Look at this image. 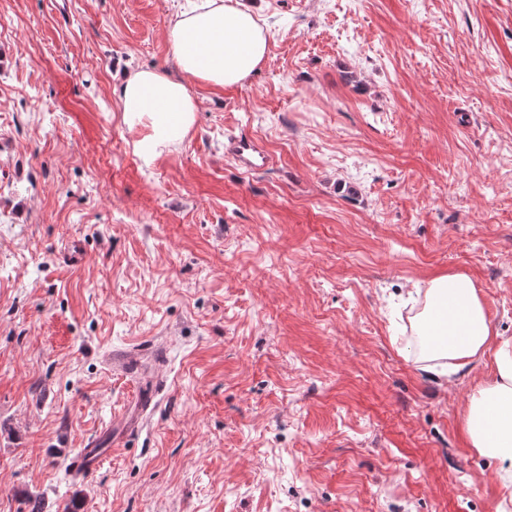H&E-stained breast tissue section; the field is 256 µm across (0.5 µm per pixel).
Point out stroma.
I'll return each mask as SVG.
<instances>
[{
	"mask_svg": "<svg viewBox=\"0 0 512 512\" xmlns=\"http://www.w3.org/2000/svg\"><path fill=\"white\" fill-rule=\"evenodd\" d=\"M195 2L0 0V512H495L492 365L419 369L408 293L512 337V0H253L263 64L147 164L113 90ZM224 153L249 171H262L270 164L269 157L259 143L243 131L225 138ZM102 453L95 448H84L72 461V473L76 478L90 476L100 468L103 461Z\"/></svg>",
	"mask_w": 512,
	"mask_h": 512,
	"instance_id": "1",
	"label": "stroma"
}]
</instances>
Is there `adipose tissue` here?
<instances>
[{"instance_id": "adipose-tissue-1", "label": "adipose tissue", "mask_w": 512, "mask_h": 512, "mask_svg": "<svg viewBox=\"0 0 512 512\" xmlns=\"http://www.w3.org/2000/svg\"><path fill=\"white\" fill-rule=\"evenodd\" d=\"M168 41L176 74L131 70L116 94L128 127L150 128L136 143L146 162L182 141L192 127L197 110L193 82L241 84L260 67L268 50L266 31L247 0H203L178 15ZM415 295L422 298L423 308L414 318V333L429 339L417 358L422 370L436 372L441 359L460 370L485 356L493 358L492 376L472 394L461 427L469 445L499 465L496 475L504 494L496 512H512V338L493 330L465 275L436 277L416 287Z\"/></svg>"}]
</instances>
